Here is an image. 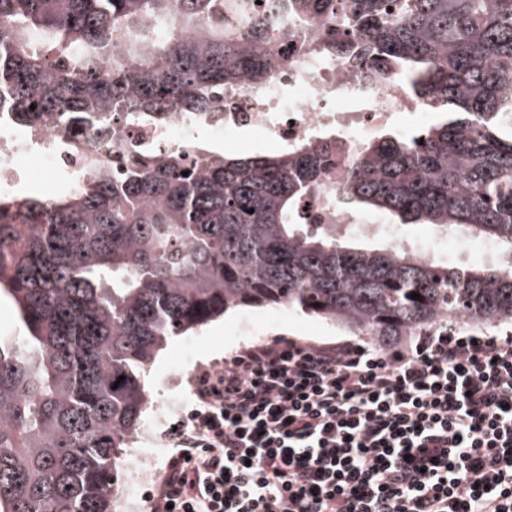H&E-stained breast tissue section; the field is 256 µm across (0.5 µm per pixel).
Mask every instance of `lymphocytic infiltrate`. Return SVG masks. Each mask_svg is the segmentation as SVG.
Here are the masks:
<instances>
[{
	"mask_svg": "<svg viewBox=\"0 0 512 512\" xmlns=\"http://www.w3.org/2000/svg\"><path fill=\"white\" fill-rule=\"evenodd\" d=\"M150 512H512V336L281 338L203 368Z\"/></svg>",
	"mask_w": 512,
	"mask_h": 512,
	"instance_id": "lymphocytic-infiltrate-1",
	"label": "lymphocytic infiltrate"
}]
</instances>
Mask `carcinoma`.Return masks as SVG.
I'll return each instance as SVG.
<instances>
[{
    "instance_id": "carcinoma-1",
    "label": "carcinoma",
    "mask_w": 512,
    "mask_h": 512,
    "mask_svg": "<svg viewBox=\"0 0 512 512\" xmlns=\"http://www.w3.org/2000/svg\"><path fill=\"white\" fill-rule=\"evenodd\" d=\"M282 4L322 25V54L393 64L438 113L366 143L340 203L512 256V0H271L243 23L240 0H0V113L85 141L93 169L54 195L0 198V301L19 326L0 335V512H112L158 352L230 310L287 307L380 347L439 322L512 323V269L349 248L305 223L324 146L199 168L196 144L158 159L114 135L112 157L97 154L123 120L209 112L224 88L267 83Z\"/></svg>"
}]
</instances>
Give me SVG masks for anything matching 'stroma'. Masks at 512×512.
<instances>
[{"instance_id":"1","label":"stroma","mask_w":512,"mask_h":512,"mask_svg":"<svg viewBox=\"0 0 512 512\" xmlns=\"http://www.w3.org/2000/svg\"><path fill=\"white\" fill-rule=\"evenodd\" d=\"M398 231L407 239L437 245L436 261L444 266L492 268L505 264L501 254L484 253L479 242L470 240L458 245L449 240L441 228L431 224H402ZM283 336L315 345H333L353 339L352 334L339 326L300 314H285L278 308H241L229 312L196 331L175 338L158 353L149 381L153 408L168 404L178 409L179 414H188L196 403L193 378L201 367ZM153 408L145 412L143 423L151 422Z\"/></svg>"}]
</instances>
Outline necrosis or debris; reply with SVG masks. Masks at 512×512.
<instances>
[{"label": "necrosis or debris", "mask_w": 512, "mask_h": 512, "mask_svg": "<svg viewBox=\"0 0 512 512\" xmlns=\"http://www.w3.org/2000/svg\"><path fill=\"white\" fill-rule=\"evenodd\" d=\"M280 29L273 49L281 65L264 85L240 84L225 92L223 106L207 114L176 108L156 119L120 126L118 134L162 154L203 134L215 143L232 141L246 128L283 146L327 143L335 161L325 172L320 192L306 201V221L332 228L353 223L359 231H368V224L355 222L337 203L336 190L346 178L354 152L386 128L414 133L430 123L432 114L390 71L367 74L316 54L312 46L318 23L300 29L284 17ZM31 159L71 181L89 174L81 147L71 135L56 128L31 129L1 113L0 194L16 192L28 183L25 163Z\"/></svg>", "instance_id": "obj_1"}]
</instances>
